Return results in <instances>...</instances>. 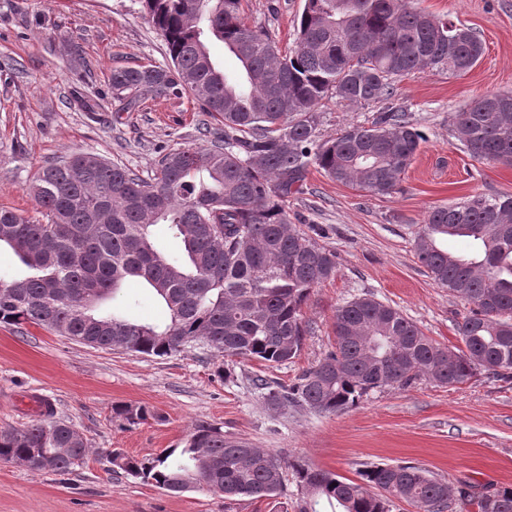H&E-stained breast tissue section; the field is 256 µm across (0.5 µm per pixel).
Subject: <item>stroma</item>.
<instances>
[{
    "instance_id": "1",
    "label": "stroma",
    "mask_w": 512,
    "mask_h": 512,
    "mask_svg": "<svg viewBox=\"0 0 512 512\" xmlns=\"http://www.w3.org/2000/svg\"><path fill=\"white\" fill-rule=\"evenodd\" d=\"M414 4L470 28L484 54L462 77L429 69L397 81L392 103L425 140L392 194L314 170L291 201L293 227L337 260L335 278L314 288L304 307L311 331L301 354L274 367L198 347L148 357L78 344L34 325L21 333L0 326V430L31 423L41 398L92 448L65 475L0 465V512H293L289 472L282 496L228 500L203 490L170 494L109 462L115 452L141 458L182 447L198 424L348 479L371 465L414 464L455 483L512 485V381L483 372L448 387L423 378L374 390L336 415L269 408L253 384L258 376L294 383L330 349L337 306L363 294L400 309L440 345L460 343L457 326L469 306L433 281L415 255V239L433 207L512 194V164L471 160L453 127L455 112L473 97L512 93V0ZM303 6L304 0H245V17L285 53ZM167 61L165 42L139 0H0V205L34 214L30 179L74 152L91 151L144 175L161 154L201 143V129L223 132L188 94L146 93L138 111L119 112L113 67ZM379 110L328 103L319 110V131L327 138L352 124L370 125ZM107 306L149 323L165 318L157 299L134 282ZM118 404L148 406L156 418L129 424L114 417Z\"/></svg>"
}]
</instances>
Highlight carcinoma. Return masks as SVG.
<instances>
[{
	"mask_svg": "<svg viewBox=\"0 0 512 512\" xmlns=\"http://www.w3.org/2000/svg\"><path fill=\"white\" fill-rule=\"evenodd\" d=\"M163 36L164 65L112 68L113 99L133 112L146 91L188 93L224 124L206 145L163 154L144 178L84 151L41 167L28 186L33 216L0 207V245L27 274L0 279V326L36 325L79 344L163 357L200 339L217 357L282 365L297 358L309 334L303 307L334 278L336 253L288 220V202L304 192L311 168L375 194L397 186L423 135L405 112L387 107L368 127L334 138L318 135L319 105L389 101L395 83L417 70L470 71L482 41L423 11L412 0H305L293 54L281 56L266 33L249 26L242 0H139ZM218 40L240 63L244 82L213 61ZM464 152L487 163H512V93L477 97L455 113ZM180 241L166 255L159 234ZM462 237L471 250L448 249ZM434 281L471 308L458 325L463 346L444 347L397 308L370 295L336 308L334 344L291 385L256 379L264 402L336 414L384 386L407 387L427 375L441 385L480 371L512 376V195L474 196L430 210L415 241ZM135 280L169 313L163 325L108 313L104 304ZM39 419L0 431V464L65 474L86 458L52 405ZM131 424L157 415L119 405ZM51 462L45 469L38 460ZM110 463L174 494L206 490L226 499L270 498L291 469L296 512H391L403 500L421 512H447L455 501L476 512H512V485L494 491L439 480L415 465H373L351 480L289 460L197 425L182 448L150 458L116 452Z\"/></svg>",
	"mask_w": 512,
	"mask_h": 512,
	"instance_id": "carcinoma-1",
	"label": "carcinoma"
}]
</instances>
